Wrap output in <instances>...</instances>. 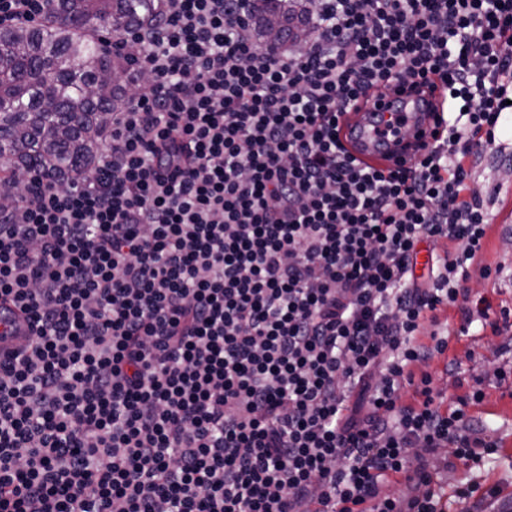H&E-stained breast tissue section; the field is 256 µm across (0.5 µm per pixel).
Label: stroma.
Returning <instances> with one entry per match:
<instances>
[{"label":"stroma","instance_id":"1","mask_svg":"<svg viewBox=\"0 0 512 512\" xmlns=\"http://www.w3.org/2000/svg\"><path fill=\"white\" fill-rule=\"evenodd\" d=\"M497 147L478 154L471 183L478 192L491 219L485 250V262L493 267L489 277L473 276L470 286L490 305V320L502 319L512 312V112L502 113L496 129ZM450 337L446 358L431 364L435 388L465 395L472 385H481L482 402L469 405L468 414L479 426L491 431L498 440V451L483 467L457 466L440 474L447 495H454L457 485L476 481L482 486L512 488V375L499 380L500 369L512 368V333L492 334L472 326L460 328L455 309L446 313ZM454 363L445 371V360Z\"/></svg>","mask_w":512,"mask_h":512}]
</instances>
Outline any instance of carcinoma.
<instances>
[{
  "label": "carcinoma",
  "instance_id": "obj_1",
  "mask_svg": "<svg viewBox=\"0 0 512 512\" xmlns=\"http://www.w3.org/2000/svg\"><path fill=\"white\" fill-rule=\"evenodd\" d=\"M261 36L297 32L305 19L282 0H261ZM146 0H49L36 24L0 26V194L19 174L70 179L95 165L104 113L126 103L131 85L105 43L149 20Z\"/></svg>",
  "mask_w": 512,
  "mask_h": 512
}]
</instances>
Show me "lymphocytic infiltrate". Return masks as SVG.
I'll return each instance as SVG.
<instances>
[{
    "instance_id": "obj_1",
    "label": "lymphocytic infiltrate",
    "mask_w": 512,
    "mask_h": 512,
    "mask_svg": "<svg viewBox=\"0 0 512 512\" xmlns=\"http://www.w3.org/2000/svg\"><path fill=\"white\" fill-rule=\"evenodd\" d=\"M115 34L137 82L90 174L0 200V512H444L432 460L497 440L428 371L438 313L490 325V218L469 185L512 89V0H305L258 43L255 0H153ZM445 85L409 167L362 165L343 108ZM433 287L415 275L417 246ZM413 387L402 400L404 387ZM403 479L401 494L383 493Z\"/></svg>"
}]
</instances>
